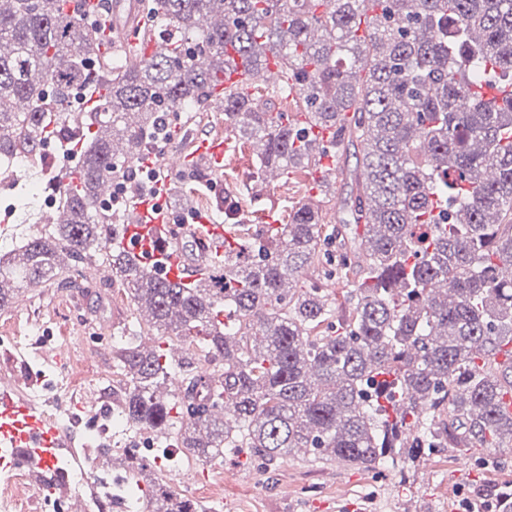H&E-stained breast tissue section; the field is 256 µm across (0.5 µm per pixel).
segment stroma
I'll list each match as a JSON object with an SVG mask.
<instances>
[{"instance_id":"stroma-1","label":"stroma","mask_w":512,"mask_h":512,"mask_svg":"<svg viewBox=\"0 0 512 512\" xmlns=\"http://www.w3.org/2000/svg\"><path fill=\"white\" fill-rule=\"evenodd\" d=\"M191 145L174 141L173 150L192 156L199 138L225 141L224 167L194 180L187 188H167L169 211L209 217L214 223L235 221L259 229L286 221L301 201L318 206L325 224L336 222L347 188L340 178L327 175L336 158H328L326 170L316 168L283 175L271 183L256 181L254 143L235 137L223 113L204 108L195 114L188 133ZM240 199L234 218H227L223 198L211 192V182ZM138 313L129 298L112 299L103 280H92L87 288H36L10 308L0 311V329L18 326H53L64 318L71 338L69 355L80 366L81 382L71 393L80 399L92 379L111 369V355L88 349L83 338L95 334L112 338L129 333ZM157 450L168 456L157 464L154 475L176 491L202 505L220 504L223 512H457L463 499L475 496L478 487L512 483V452L490 451L489 462L473 455L434 451L422 455L405 482L335 462H319L300 455L277 465L275 483H268L262 463L249 453L232 448L223 461L204 463L191 455L167 448L156 439ZM61 463L69 467L90 464L101 470L126 473L124 453L107 440L98 447L75 445L62 449Z\"/></svg>"}]
</instances>
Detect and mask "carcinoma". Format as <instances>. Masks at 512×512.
Wrapping results in <instances>:
<instances>
[{"label":"carcinoma","instance_id":"carcinoma-1","mask_svg":"<svg viewBox=\"0 0 512 512\" xmlns=\"http://www.w3.org/2000/svg\"><path fill=\"white\" fill-rule=\"evenodd\" d=\"M147 17L120 62L69 0H0V155L45 168L40 145H79L68 181L46 185L60 220L0 251V311L33 287L107 261L150 310L112 341L124 424L196 459L247 448L406 481L420 454L512 448L499 414L512 372V0H137ZM164 51L143 55L142 45ZM278 49L286 80L258 96L215 92L234 58L261 68ZM105 91L81 108L72 96ZM292 100L296 111L277 107ZM215 104L259 142L270 167L318 166L361 150L338 224L299 202L288 223L252 233L204 284L164 279L114 247L123 213L97 192L170 144V117ZM329 130L327 142L312 127ZM344 287L343 301L325 293ZM182 345L189 368L140 336ZM235 407L238 433L214 411ZM134 478L148 460L125 453ZM146 512H201L152 482Z\"/></svg>","mask_w":512,"mask_h":512}]
</instances>
